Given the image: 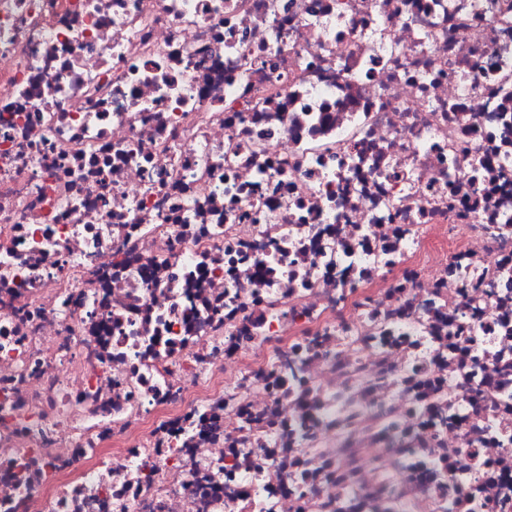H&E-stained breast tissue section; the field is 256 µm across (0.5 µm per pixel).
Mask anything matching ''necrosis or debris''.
<instances>
[{
	"label": "necrosis or debris",
	"instance_id": "1",
	"mask_svg": "<svg viewBox=\"0 0 512 512\" xmlns=\"http://www.w3.org/2000/svg\"><path fill=\"white\" fill-rule=\"evenodd\" d=\"M0 512H512V0H0Z\"/></svg>",
	"mask_w": 512,
	"mask_h": 512
}]
</instances>
